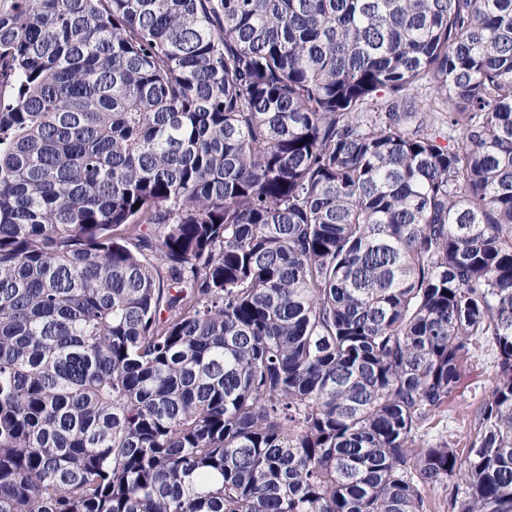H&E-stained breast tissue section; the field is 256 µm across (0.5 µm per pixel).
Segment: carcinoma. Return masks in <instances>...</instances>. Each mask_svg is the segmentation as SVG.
I'll return each mask as SVG.
<instances>
[{
  "mask_svg": "<svg viewBox=\"0 0 512 512\" xmlns=\"http://www.w3.org/2000/svg\"><path fill=\"white\" fill-rule=\"evenodd\" d=\"M441 487L512 512V0H0V512ZM491 352L477 350L474 358L466 363L459 388L448 400V414L445 421L431 430L430 436L443 434L455 442L463 456L467 454L469 432L468 416L490 393L495 373Z\"/></svg>",
  "mask_w": 512,
  "mask_h": 512,
  "instance_id": "carcinoma-1",
  "label": "carcinoma"
}]
</instances>
